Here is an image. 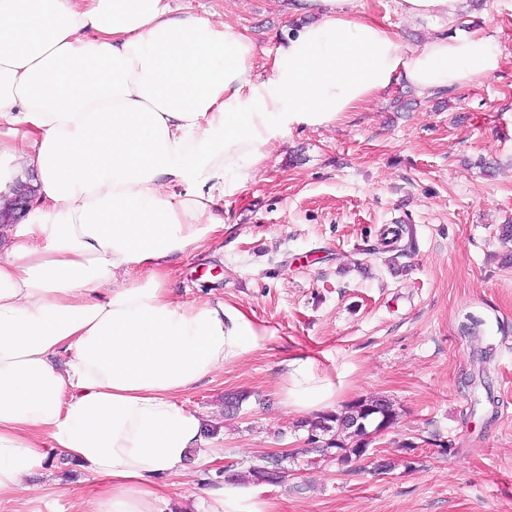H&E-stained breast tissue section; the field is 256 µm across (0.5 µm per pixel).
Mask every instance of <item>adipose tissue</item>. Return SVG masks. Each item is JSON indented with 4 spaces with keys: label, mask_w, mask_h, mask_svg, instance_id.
Instances as JSON below:
<instances>
[{
    "label": "adipose tissue",
    "mask_w": 512,
    "mask_h": 512,
    "mask_svg": "<svg viewBox=\"0 0 512 512\" xmlns=\"http://www.w3.org/2000/svg\"><path fill=\"white\" fill-rule=\"evenodd\" d=\"M465 0H396L454 23ZM309 15L274 53L168 0H0V162L34 172L24 223L0 234V501L51 444L101 480L90 512H164L202 421L178 401L257 349L238 307L182 301L168 259L224 228L197 188L258 178L277 139L336 124L397 80L433 96L494 74L480 31L407 48L363 0H291ZM284 403L336 404L312 358L287 363Z\"/></svg>",
    "instance_id": "1"
}]
</instances>
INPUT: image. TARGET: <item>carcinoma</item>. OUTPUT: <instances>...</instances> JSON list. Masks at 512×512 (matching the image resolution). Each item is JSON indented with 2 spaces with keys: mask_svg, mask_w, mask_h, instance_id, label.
<instances>
[{
  "mask_svg": "<svg viewBox=\"0 0 512 512\" xmlns=\"http://www.w3.org/2000/svg\"><path fill=\"white\" fill-rule=\"evenodd\" d=\"M390 234V238H381L383 251L402 254L414 247L410 225L401 224ZM398 417L390 398L372 395L352 400L338 411L319 413L302 426L307 428L309 443L313 444L310 452L324 461L332 460L345 466L354 460L366 459L374 436L392 428ZM283 461L282 456L268 455L264 457V464L248 470L247 478L253 482L275 483L285 473Z\"/></svg>",
  "mask_w": 512,
  "mask_h": 512,
  "instance_id": "obj_1",
  "label": "carcinoma"
}]
</instances>
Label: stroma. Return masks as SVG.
I'll use <instances>...</instances> for the list:
<instances>
[{
    "label": "stroma",
    "mask_w": 512,
    "mask_h": 512,
    "mask_svg": "<svg viewBox=\"0 0 512 512\" xmlns=\"http://www.w3.org/2000/svg\"><path fill=\"white\" fill-rule=\"evenodd\" d=\"M482 2L450 26L407 20L396 0H364L411 49L451 28L483 31L498 72L433 97L398 82L334 126L293 128L254 183L219 196L223 233L170 260L173 295L224 300L267 334L181 395L203 420L202 450L220 455L162 479L165 512H209L214 488L266 512H512V242L498 233L512 223V0ZM172 7L226 16L268 51L307 21L284 0ZM400 95L408 106L397 111ZM399 224L413 225L417 248L392 259L377 246ZM469 314L483 321L474 338L460 330ZM294 356L316 360L337 405L393 399L399 418L372 452L394 469L306 454L305 416L279 392ZM234 393L244 401L230 414ZM406 440L416 444L410 469L398 462ZM264 454L284 456L283 483L233 481ZM30 484L23 512H85L98 481L51 449Z\"/></svg>",
    "instance_id": "35a3bbf8"
}]
</instances>
